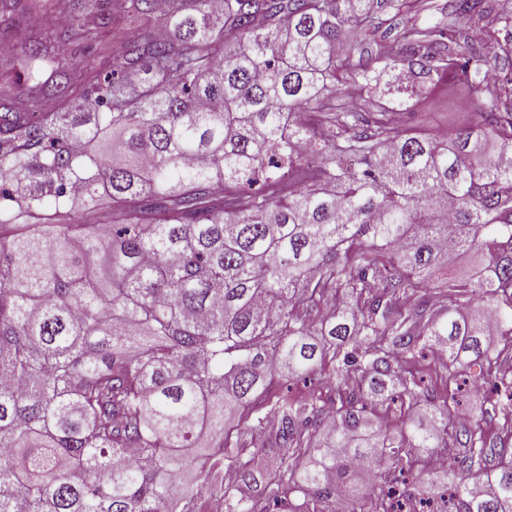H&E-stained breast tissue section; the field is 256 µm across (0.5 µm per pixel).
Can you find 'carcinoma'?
I'll list each match as a JSON object with an SVG mask.
<instances>
[{"instance_id": "carcinoma-1", "label": "carcinoma", "mask_w": 512, "mask_h": 512, "mask_svg": "<svg viewBox=\"0 0 512 512\" xmlns=\"http://www.w3.org/2000/svg\"><path fill=\"white\" fill-rule=\"evenodd\" d=\"M368 2L30 0L59 23L0 83L62 102L35 122L0 102V512H194L202 494L224 512H512V458L473 472L464 456L417 494L402 479L450 438L484 445L405 364L482 360L512 415L492 357L512 338V75L478 79L512 53L496 36L512 7L480 48L413 28L358 68ZM15 8L0 0V30ZM114 22L131 35L105 47L110 72L56 52ZM400 61L467 85L474 124L408 132ZM345 84L390 106L341 107ZM464 255L480 262L448 282V312L398 310ZM322 372L329 398L263 399ZM386 401L395 432L374 414Z\"/></svg>"}]
</instances>
